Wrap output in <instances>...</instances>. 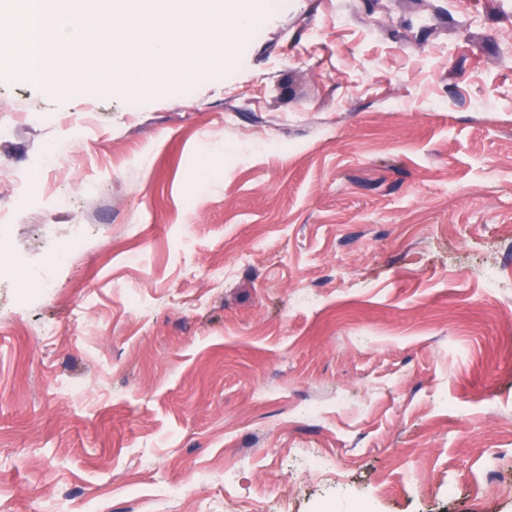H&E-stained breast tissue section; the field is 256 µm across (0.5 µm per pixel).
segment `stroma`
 <instances>
[{"mask_svg":"<svg viewBox=\"0 0 512 512\" xmlns=\"http://www.w3.org/2000/svg\"><path fill=\"white\" fill-rule=\"evenodd\" d=\"M261 3L179 92L0 85V512H512V0ZM82 247L83 233L80 230H76L70 235L64 245L54 253L50 263V270L66 264L73 254L80 251Z\"/></svg>","mask_w":512,"mask_h":512,"instance_id":"1","label":"stroma"}]
</instances>
